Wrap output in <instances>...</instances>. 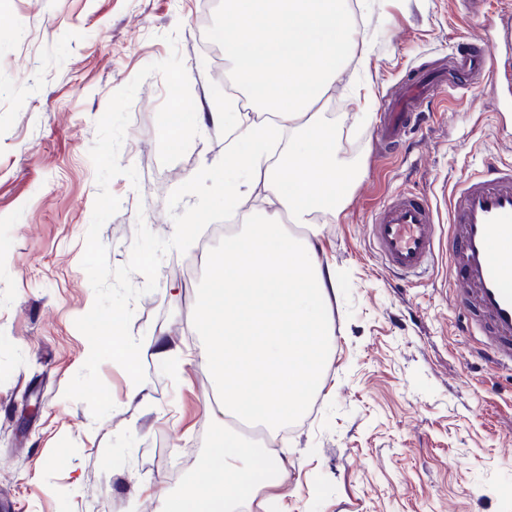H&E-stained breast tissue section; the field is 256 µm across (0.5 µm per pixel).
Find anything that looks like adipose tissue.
<instances>
[{"instance_id": "obj_1", "label": "adipose tissue", "mask_w": 512, "mask_h": 512, "mask_svg": "<svg viewBox=\"0 0 512 512\" xmlns=\"http://www.w3.org/2000/svg\"><path fill=\"white\" fill-rule=\"evenodd\" d=\"M224 16L234 80L262 117L240 115L233 148L207 180L223 188L232 207L242 191L230 172L255 173L273 210L225 239L213 261L196 318L208 339L200 360L221 400L214 418L271 431L301 414L309 393L322 387L331 351L326 310L336 273L318 254L314 217L335 214L349 172L336 154L335 132L312 109L340 81L360 32L348 0H224ZM283 134L286 148L269 161L268 145ZM283 212L306 235H292L279 221ZM146 350L162 363L179 353L161 339L114 332V356L133 363ZM199 470L166 512H237L288 480L286 458L230 429L216 437Z\"/></svg>"}]
</instances>
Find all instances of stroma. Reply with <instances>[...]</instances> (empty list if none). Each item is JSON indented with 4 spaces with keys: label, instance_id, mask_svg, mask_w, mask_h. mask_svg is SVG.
I'll return each mask as SVG.
<instances>
[{
    "label": "stroma",
    "instance_id": "1",
    "mask_svg": "<svg viewBox=\"0 0 512 512\" xmlns=\"http://www.w3.org/2000/svg\"><path fill=\"white\" fill-rule=\"evenodd\" d=\"M205 13L220 32L222 0H0V512H164L221 430L205 410L216 393L194 326L207 272L184 276L175 250L134 303L130 332L178 346L182 361L141 355L143 406L126 400L127 372L103 362L116 407L98 421L64 396L90 351L75 326L94 302L81 266L98 192L89 150L111 96L176 51L201 114L186 154L162 164L166 86L157 73L140 85L119 154L139 181L111 180L121 205L100 232L111 266L127 263L138 222L173 235L169 194L235 141L222 115L240 99L224 91L226 51L201 45ZM508 13L512 0H362L353 11L362 40L343 81L368 92L336 89L320 110L352 171L336 216L318 224L341 284L333 349L323 388L279 432L295 467L273 512H512V370L490 367L463 331L447 245L408 280L385 268L367 229L400 192L425 195L447 229L454 185L486 163L512 165V104L479 74L438 89L399 147L377 136L385 101L412 74L473 51L494 36L486 19Z\"/></svg>",
    "mask_w": 512,
    "mask_h": 512
}]
</instances>
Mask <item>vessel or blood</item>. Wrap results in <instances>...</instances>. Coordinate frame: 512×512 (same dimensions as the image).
<instances>
[{
    "label": "vessel or blood",
    "mask_w": 512,
    "mask_h": 512,
    "mask_svg": "<svg viewBox=\"0 0 512 512\" xmlns=\"http://www.w3.org/2000/svg\"><path fill=\"white\" fill-rule=\"evenodd\" d=\"M503 46L512 48L511 22L501 26L497 44L457 56L454 68L462 77L477 69L495 78ZM432 88L431 82L419 81L388 103L391 134L406 132ZM437 233L431 202L417 195L391 199L369 226L384 266L404 275L427 269ZM448 255L454 301L465 309L468 327L481 336L494 363L512 367V168L487 165L457 188L450 201Z\"/></svg>",
    "instance_id": "vessel-or-blood-1"
}]
</instances>
